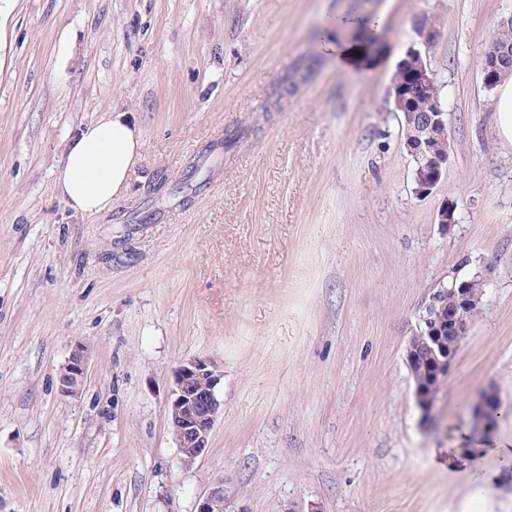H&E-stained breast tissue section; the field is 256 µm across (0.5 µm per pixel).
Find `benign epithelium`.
<instances>
[{
  "label": "benign epithelium",
  "mask_w": 512,
  "mask_h": 512,
  "mask_svg": "<svg viewBox=\"0 0 512 512\" xmlns=\"http://www.w3.org/2000/svg\"><path fill=\"white\" fill-rule=\"evenodd\" d=\"M416 33L425 47L434 44L439 32L425 16L415 22ZM414 61L413 81L416 91L428 93L437 86V76L430 64L418 49L409 50L401 60V64ZM506 62L499 54L486 55L482 58L481 73L483 83L487 87L496 85L503 76ZM430 131H438L447 136V110L440 99H434L431 113L423 118ZM413 158L420 163L419 175L416 177V192L420 195L430 193L440 182L448 164L449 155L437 156L431 153L427 144H420L408 149ZM455 305L448 310V331L454 334L455 343H460L465 336L471 312L470 289L466 282L459 283L452 289ZM446 291L442 288L433 292L424 306V314L418 322V336L429 349H437L434 356L433 374L439 381H445L454 364L457 349H446L440 343V330L434 324L428 312L435 307L438 299ZM88 350L78 345L71 353L68 363L59 377L62 393L75 396L79 393L88 365ZM224 374L216 369L211 361L203 357H193L177 369L174 377V388L167 405V414L172 431L176 435L177 447L181 459L187 465L209 451V438L216 418L221 409L217 390ZM413 397L421 416L433 414L437 396L426 390L419 381H414ZM196 512H229L224 498V482L219 481L209 488L197 505Z\"/></svg>",
  "instance_id": "7a95c632"
}]
</instances>
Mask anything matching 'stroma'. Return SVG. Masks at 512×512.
<instances>
[{"mask_svg":"<svg viewBox=\"0 0 512 512\" xmlns=\"http://www.w3.org/2000/svg\"><path fill=\"white\" fill-rule=\"evenodd\" d=\"M358 13L383 61L348 73L321 47L359 36L335 24L347 0H0V512H195L218 481L231 512H512V149L480 72L512 0ZM422 15L450 143L425 197L388 96ZM112 109L143 156L83 215L56 180ZM201 159L191 202L132 223ZM476 274L429 428L405 345L429 295ZM195 356L222 406L186 466L167 402ZM490 389L500 414L473 431ZM88 359V350L84 346L77 345L59 377L62 393L67 396H76L79 393L84 383Z\"/></svg>","mask_w":512,"mask_h":512,"instance_id":"35a3bbf8","label":"stroma"}]
</instances>
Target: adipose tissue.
<instances>
[{"label":"adipose tissue","mask_w":512,"mask_h":512,"mask_svg":"<svg viewBox=\"0 0 512 512\" xmlns=\"http://www.w3.org/2000/svg\"><path fill=\"white\" fill-rule=\"evenodd\" d=\"M143 148L141 131L129 114L107 112L70 141L56 181L59 195L82 214L109 211L126 192Z\"/></svg>","instance_id":"ef3b65f1"}]
</instances>
